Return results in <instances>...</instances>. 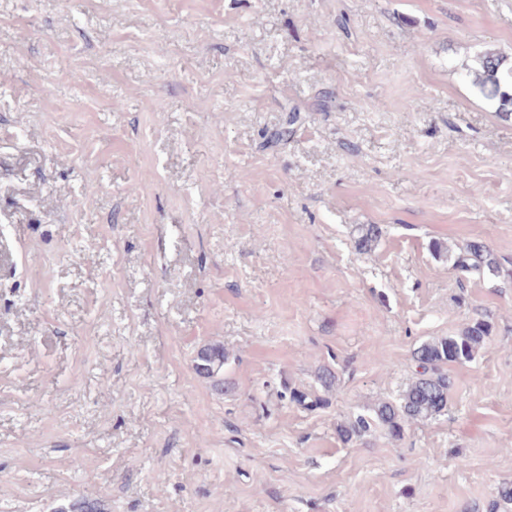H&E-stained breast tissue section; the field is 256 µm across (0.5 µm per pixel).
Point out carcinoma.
Returning a JSON list of instances; mask_svg holds the SVG:
<instances>
[{
  "label": "carcinoma",
  "instance_id": "1",
  "mask_svg": "<svg viewBox=\"0 0 512 512\" xmlns=\"http://www.w3.org/2000/svg\"><path fill=\"white\" fill-rule=\"evenodd\" d=\"M470 84L487 99L497 104L499 113L512 115V65H506L505 56L497 51L479 54L467 68ZM380 230L374 225L361 227L356 248L365 252L377 241ZM453 265L463 272H474L487 277L502 273L512 276L494 252L481 241H470L453 255ZM492 326L484 319L467 324L460 332L421 343L412 352L416 376L395 402H380L367 416H359L353 423L338 428V435L346 442L369 430L374 425L386 429L390 437L399 439L405 427L429 420L448 408L451 382L443 373V366L474 361L485 348ZM224 347L211 346L201 350L196 359V370L211 375L214 366L224 364ZM54 512H107L97 499H82L58 506Z\"/></svg>",
  "mask_w": 512,
  "mask_h": 512
}]
</instances>
